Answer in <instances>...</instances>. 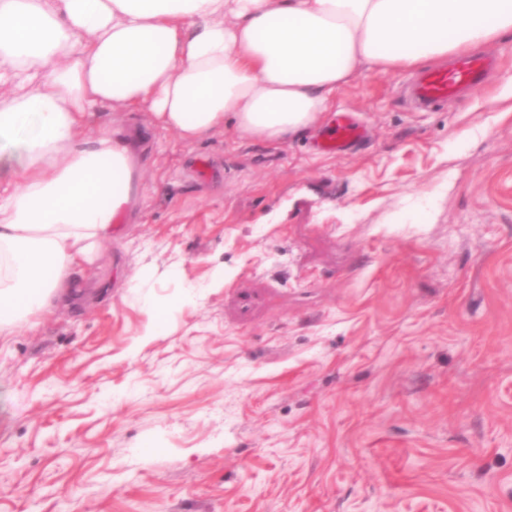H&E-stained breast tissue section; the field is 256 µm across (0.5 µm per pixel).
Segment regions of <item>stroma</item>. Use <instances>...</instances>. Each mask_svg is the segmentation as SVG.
<instances>
[{"mask_svg":"<svg viewBox=\"0 0 512 512\" xmlns=\"http://www.w3.org/2000/svg\"><path fill=\"white\" fill-rule=\"evenodd\" d=\"M478 51L432 109L337 92L339 155L95 107L141 201L0 335V512H512V38ZM359 137L358 127L353 122L346 119L341 122L335 131L326 139L322 150L328 154H339Z\"/></svg>","mask_w":512,"mask_h":512,"instance_id":"obj_1","label":"stroma"}]
</instances>
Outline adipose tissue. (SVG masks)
<instances>
[{
    "mask_svg": "<svg viewBox=\"0 0 512 512\" xmlns=\"http://www.w3.org/2000/svg\"><path fill=\"white\" fill-rule=\"evenodd\" d=\"M509 35L512 0H0V335L74 297L140 199L139 133L87 137L93 107L274 144L360 76Z\"/></svg>",
    "mask_w": 512,
    "mask_h": 512,
    "instance_id": "ef3b65f1",
    "label": "adipose tissue"
}]
</instances>
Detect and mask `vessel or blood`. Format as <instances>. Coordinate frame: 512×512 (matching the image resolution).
<instances>
[{
	"label": "vessel or blood",
	"instance_id": "b4317fda",
	"mask_svg": "<svg viewBox=\"0 0 512 512\" xmlns=\"http://www.w3.org/2000/svg\"><path fill=\"white\" fill-rule=\"evenodd\" d=\"M490 66V59L478 53L456 58L451 65L422 75L415 87V98L423 105L441 104L462 90L478 85ZM358 136L355 124L348 120L343 121L326 139L322 150L328 154L342 153Z\"/></svg>",
	"mask_w": 512,
	"mask_h": 512
}]
</instances>
